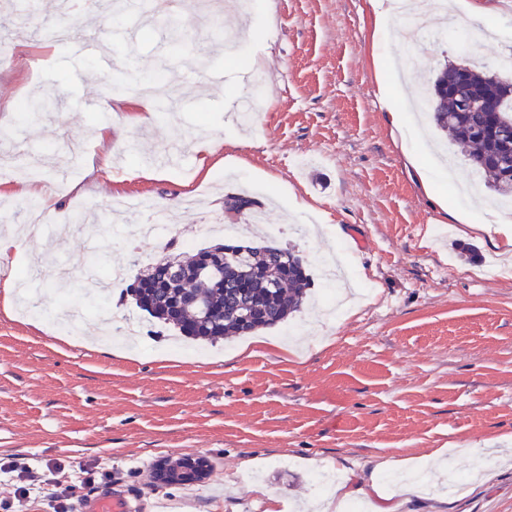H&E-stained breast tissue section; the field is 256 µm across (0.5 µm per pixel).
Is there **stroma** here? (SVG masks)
Wrapping results in <instances>:
<instances>
[{"label": "stroma", "instance_id": "35a3bbf8", "mask_svg": "<svg viewBox=\"0 0 512 512\" xmlns=\"http://www.w3.org/2000/svg\"><path fill=\"white\" fill-rule=\"evenodd\" d=\"M134 2L115 21L62 15L61 0H0V114L10 115L0 154L58 185L49 224L91 216L109 238L101 276L124 269L133 277L164 257L185 260L225 242L220 232L172 245L171 235L198 224H236L239 240L253 239L249 216L228 207L243 193L277 225L272 243L295 248L311 266L339 254L355 275L335 285L334 320L320 314L318 280L287 322L211 344L176 340L175 328L114 288L106 312L138 319L144 333L111 356L0 306V483L19 458L35 473L30 495L0 512H62L70 492L113 488L147 512L166 504L173 512H268L255 485L288 507L317 499L323 470L365 512H512V274L502 271L512 251L494 233L452 223L428 196L392 138L374 68L378 57L411 66L391 80L404 89L402 110L446 65L498 71L512 50V0L490 18L425 13L423 33L406 42L401 19L376 31L369 0H221L217 38L210 12L184 0L176 39L161 23V0ZM61 22L94 38L135 81L159 70L174 78L158 90L173 100L168 116L113 132L108 173L92 168L94 132L110 116L84 103L103 99L112 77L55 40ZM21 53L31 66L16 67ZM212 73L222 82L210 83ZM38 96L58 100L57 110L38 120L15 112ZM245 97L256 102L247 127L233 107ZM171 143L180 146L177 160L153 162ZM446 150L457 159L454 179L438 193L449 207L470 202L481 220H493L501 209L491 190L460 161V147ZM238 159L247 169L230 173ZM26 185L0 181V234L29 223ZM144 198L162 206L167 233L132 246L112 214L129 209L128 223H138L132 205ZM89 261V245L43 232L0 266V281L28 279L50 310L68 292L67 316L94 339L104 331L86 304L97 286L83 276ZM57 264L75 273L64 291L49 277ZM187 456L210 468L194 493L156 486L159 465ZM407 482L420 495L400 498Z\"/></svg>", "mask_w": 512, "mask_h": 512}]
</instances>
